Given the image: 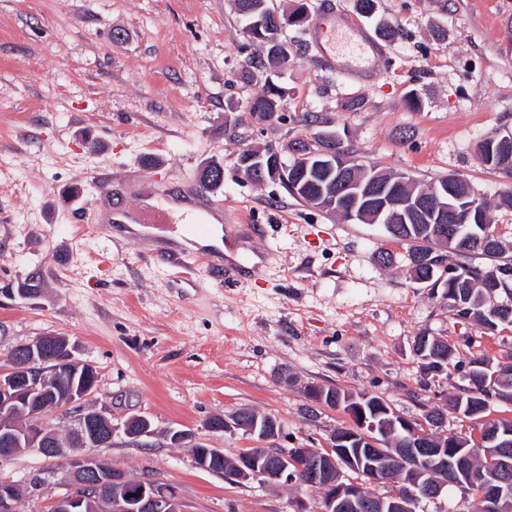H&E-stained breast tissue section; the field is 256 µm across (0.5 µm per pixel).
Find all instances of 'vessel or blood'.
<instances>
[{"label": "vessel or blood", "mask_w": 512, "mask_h": 512, "mask_svg": "<svg viewBox=\"0 0 512 512\" xmlns=\"http://www.w3.org/2000/svg\"><path fill=\"white\" fill-rule=\"evenodd\" d=\"M310 30L313 38L325 40L319 48L325 67L351 78L366 74L375 55L382 51L369 32L343 14L317 15L310 21ZM95 181L101 194V206L93 215L94 222L141 225L146 237L168 255H181V241L186 234L207 237L218 221L220 202L197 187L184 189L176 198L167 190H156L130 212L113 197L109 173L97 174Z\"/></svg>", "instance_id": "1"}]
</instances>
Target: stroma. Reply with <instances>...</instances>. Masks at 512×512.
Listing matches in <instances>:
<instances>
[{
    "mask_svg": "<svg viewBox=\"0 0 512 512\" xmlns=\"http://www.w3.org/2000/svg\"><path fill=\"white\" fill-rule=\"evenodd\" d=\"M336 8L366 30L395 27L374 73L346 80L322 66L306 26H285L286 62L256 64L234 0H0V287L39 273L37 298L0 296V364L46 333L69 337L99 374L96 407L114 424L147 416L153 436L116 433L99 460L176 489L186 512H293L318 491L238 483L198 468L171 428L233 456L255 437L212 433L214 415L241 408L276 419L284 448H326L347 415L309 399L310 387L369 392L408 419L447 409L464 368L427 373L415 336H439L461 358H512V325L497 335L457 318L439 288L406 273L408 243L376 224H348L236 169L246 148L280 151L336 133L359 162L429 182L457 175L486 203L512 259V180L488 169L480 140L512 126V0H275L281 15ZM273 82L277 112L248 103ZM419 105L409 108L410 95ZM224 165L215 197L234 237L241 283L166 263L132 227L90 222L98 187L128 209L161 180L198 183ZM389 252L391 265L376 261ZM53 463L29 452L0 459V480L24 489L19 512H46L60 487Z\"/></svg>",
    "mask_w": 512,
    "mask_h": 512,
    "instance_id": "1",
    "label": "stroma"
}]
</instances>
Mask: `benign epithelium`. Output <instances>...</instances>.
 Masks as SVG:
<instances>
[{
  "mask_svg": "<svg viewBox=\"0 0 512 512\" xmlns=\"http://www.w3.org/2000/svg\"><path fill=\"white\" fill-rule=\"evenodd\" d=\"M500 147L499 169L512 172V129L507 127L493 136ZM238 169L249 175L257 174L262 181L278 182L294 193L306 189L308 174L324 171L336 178L320 188L312 200L317 208L337 214L346 222L359 223L367 217L381 226L401 224H453L460 211L481 220L482 201L466 180L450 176L448 185L407 186L402 179L381 173L362 172L356 161L341 148L333 134H323L305 143L299 164L290 167L278 152L257 153L246 149ZM486 246L484 254L503 255L502 242L491 236L482 224L473 230ZM82 375L83 382L65 393L55 388V378L61 374ZM96 367L77 356L70 338L44 334L15 345L0 366V457L30 451L62 464L63 492L51 502V512H185L177 493L169 486L147 476L132 479L122 470L103 463L97 457L78 453V448H108L112 446L115 426L112 414L98 409L91 401L98 383L89 381ZM67 421L66 434L61 436L45 428L43 412L51 405ZM243 413L213 416L206 422L209 431L233 432L238 429L258 438L263 451H246L233 461V469L224 472L240 480H259L263 483L296 481L303 466L300 460L310 461L309 477L320 491V512H420L422 505L435 502L448 487V459L440 467L443 478L421 480L415 468L408 464L398 468L401 458L393 454L376 455V463L362 473L349 450L341 444L350 442L343 433H336L335 447L282 448L276 444L279 430L273 419L254 415L251 424H243ZM125 436L137 441L152 434L151 422L145 416L129 418L123 427ZM166 438L173 445L192 447L194 463L213 473L218 468L209 463V454L223 455L222 449H205L194 432L171 428ZM467 479L484 486L485 512H512V469L505 467L492 474L477 475L467 471ZM399 485L400 489L372 498V488ZM22 489L0 480V512H18Z\"/></svg>",
  "mask_w": 512,
  "mask_h": 512,
  "instance_id": "obj_1",
  "label": "benign epithelium"
}]
</instances>
